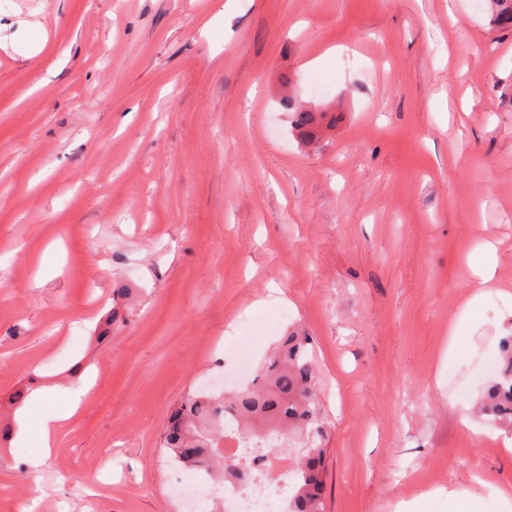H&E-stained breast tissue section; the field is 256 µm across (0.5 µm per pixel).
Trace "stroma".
<instances>
[{
    "mask_svg": "<svg viewBox=\"0 0 512 512\" xmlns=\"http://www.w3.org/2000/svg\"><path fill=\"white\" fill-rule=\"evenodd\" d=\"M286 96L335 125L304 145ZM292 324L329 384L326 512H512V434L460 423L512 333L489 0H0V512H184L170 412ZM65 414H58L54 416H48L41 418L36 421L35 428L38 432L40 439V447L42 451L31 459V463L34 466L40 464V461L44 455H48L50 452L51 441L54 433L59 427V423L65 420ZM445 498L448 501L450 512H477V502L464 495L447 492L444 488L435 489L423 493L415 499L408 502H401L395 512H423L422 508L426 501L430 499Z\"/></svg>",
    "mask_w": 512,
    "mask_h": 512,
    "instance_id": "stroma-1",
    "label": "stroma"
}]
</instances>
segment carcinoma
I'll return each mask as SVG.
<instances>
[{"label": "carcinoma", "mask_w": 512, "mask_h": 512, "mask_svg": "<svg viewBox=\"0 0 512 512\" xmlns=\"http://www.w3.org/2000/svg\"><path fill=\"white\" fill-rule=\"evenodd\" d=\"M493 22L512 27V0H489ZM284 105L293 111V122L301 136L311 141L322 124L320 112ZM502 371L487 388L482 412L492 422L512 425V336L501 341ZM236 423L249 436L267 433L293 435L302 449L296 462L297 483L288 499V512H325L326 429L319 370L312 338L290 330L275 343L256 371L255 382L222 395L187 393L171 412L163 435V446L186 469L204 467L221 480L245 477L239 461L223 454L224 424Z\"/></svg>", "instance_id": "1"}]
</instances>
